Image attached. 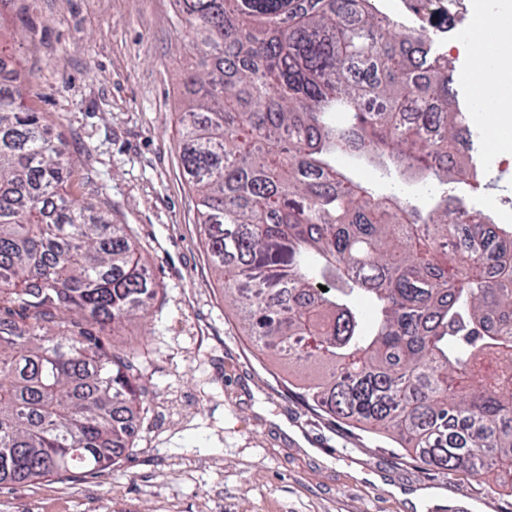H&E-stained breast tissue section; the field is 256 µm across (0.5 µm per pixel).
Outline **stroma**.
Listing matches in <instances>:
<instances>
[{
    "mask_svg": "<svg viewBox=\"0 0 512 512\" xmlns=\"http://www.w3.org/2000/svg\"><path fill=\"white\" fill-rule=\"evenodd\" d=\"M434 47L472 99L468 51L476 3ZM0 49L30 70L27 105L64 139L77 175L68 193L112 203L159 285L147 319L117 328L147 357L152 391L134 445L105 470L0 485V512H512L495 472L483 483L421 469L386 437L326 416L283 379L294 368L238 327L210 265L196 197L180 160L184 71L198 59L174 0H0ZM476 130L483 169L466 203L512 200V151Z\"/></svg>",
    "mask_w": 512,
    "mask_h": 512,
    "instance_id": "stroma-1",
    "label": "stroma"
}]
</instances>
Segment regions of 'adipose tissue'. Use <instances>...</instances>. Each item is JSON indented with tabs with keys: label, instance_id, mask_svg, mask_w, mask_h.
Wrapping results in <instances>:
<instances>
[{
	"label": "adipose tissue",
	"instance_id": "1",
	"mask_svg": "<svg viewBox=\"0 0 512 512\" xmlns=\"http://www.w3.org/2000/svg\"><path fill=\"white\" fill-rule=\"evenodd\" d=\"M509 43H512V12L481 13L471 49L480 59L495 58L496 80L490 87L483 79H474L472 92L478 100L496 101V110L484 116L487 133L495 141L512 137V65L499 60L502 46Z\"/></svg>",
	"mask_w": 512,
	"mask_h": 512
}]
</instances>
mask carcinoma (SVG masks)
<instances>
[{
  "instance_id": "carcinoma-1",
  "label": "carcinoma",
  "mask_w": 512,
  "mask_h": 512,
  "mask_svg": "<svg viewBox=\"0 0 512 512\" xmlns=\"http://www.w3.org/2000/svg\"><path fill=\"white\" fill-rule=\"evenodd\" d=\"M175 2L200 58L181 162L246 335L320 372L285 381L312 407L425 470L494 469L512 489V225L456 195L481 178L461 159L453 70L426 47L434 0H409L397 42L371 0ZM29 82L0 75V484L111 467L151 393L106 327L147 311L157 284L112 204L64 191L76 163L25 105Z\"/></svg>"
}]
</instances>
